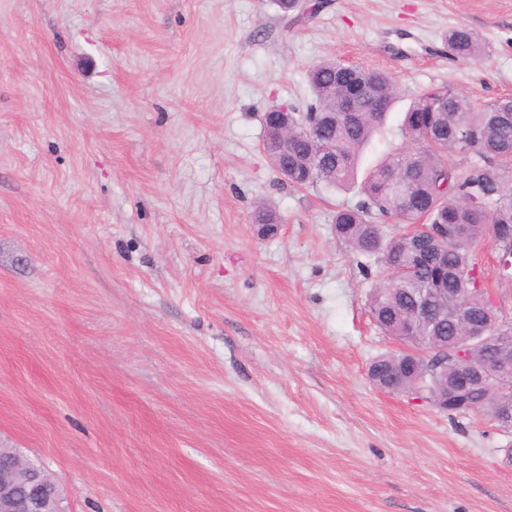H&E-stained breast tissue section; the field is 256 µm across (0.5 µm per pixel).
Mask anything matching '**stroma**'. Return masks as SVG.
<instances>
[{"label":"stroma","instance_id":"35a3bbf8","mask_svg":"<svg viewBox=\"0 0 512 512\" xmlns=\"http://www.w3.org/2000/svg\"><path fill=\"white\" fill-rule=\"evenodd\" d=\"M304 4L0 0V448L69 512H512V432L369 377L399 344L334 234L362 194L289 186L262 149L326 58L397 85L364 172L425 90L512 96V0ZM461 25L482 60L449 52ZM252 222L253 224H277L275 227L278 228L279 224L283 223V219L275 207L269 204H260L253 214ZM266 226L259 229L261 235L265 237L269 235L272 236L277 232L274 225Z\"/></svg>","mask_w":512,"mask_h":512}]
</instances>
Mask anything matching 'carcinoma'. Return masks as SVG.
Masks as SVG:
<instances>
[{
    "instance_id": "carcinoma-1",
    "label": "carcinoma",
    "mask_w": 512,
    "mask_h": 512,
    "mask_svg": "<svg viewBox=\"0 0 512 512\" xmlns=\"http://www.w3.org/2000/svg\"><path fill=\"white\" fill-rule=\"evenodd\" d=\"M448 48L461 60L478 61L484 47L465 26L448 30ZM313 103L305 112H288V154L267 145L264 152L288 183L300 188L322 183L336 190L355 186L361 152L383 126L397 99L391 76L381 70L326 59L308 69ZM356 87H365L387 101V110L372 109L364 97L356 111L344 112V102ZM403 133L409 146L380 161L367 174L356 207L336 210V238L348 250L373 257L383 266L379 285L370 295L372 316L387 336L406 329L416 301L431 288H446L463 302L484 287L471 245L494 233L496 250L512 252V97L479 104L447 86L433 88L415 99L404 113ZM461 156L462 168L448 163V153ZM402 180L412 188L405 200L395 191ZM401 223H424L436 234L415 240L389 234L372 214ZM252 223L262 225L263 236L276 233L283 223L269 204L257 206ZM474 322L500 321V330L512 336V320L482 306L470 309ZM458 335L446 320L425 323L421 350L451 343ZM387 369L409 362L408 379L398 378L395 391L423 389L435 400L444 397V384L454 377L433 374L426 363L401 351L380 356ZM478 410L512 403V366L489 386L475 389Z\"/></svg>"
}]
</instances>
